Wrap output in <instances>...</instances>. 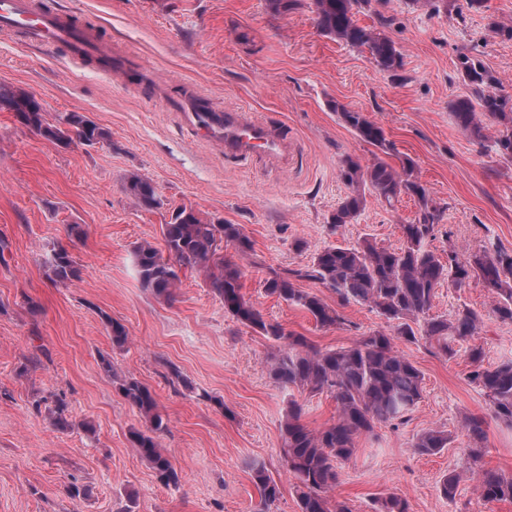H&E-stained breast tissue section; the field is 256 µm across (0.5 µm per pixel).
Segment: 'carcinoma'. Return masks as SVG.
I'll return each instance as SVG.
<instances>
[{"instance_id": "1", "label": "carcinoma", "mask_w": 512, "mask_h": 512, "mask_svg": "<svg viewBox=\"0 0 512 512\" xmlns=\"http://www.w3.org/2000/svg\"><path fill=\"white\" fill-rule=\"evenodd\" d=\"M372 0H312L319 32L359 51H366L376 66L393 73L404 65L403 54L389 37L358 24L356 15L371 7ZM459 68L479 89L477 101L459 98L452 106L454 121L476 138L483 137V120L502 126L496 144L501 155L512 158V97L496 92L499 79L479 60L460 54ZM0 104L9 106L18 121L34 134L67 148L74 143L94 146L110 141L108 131L87 115L69 112L53 120L28 91L0 83ZM331 108L339 119L363 142L382 152L391 149L381 126L362 112L340 103ZM339 176L348 195L330 215L334 228L352 223L360 213L366 193H374L390 204L401 195L417 198L420 205L416 222L401 225L403 243L397 249L377 246L368 239L356 246L332 245L318 252L311 265L292 273L298 279L314 280L331 289L340 302L351 301L375 310L393 328V333L375 331L352 346L322 350L282 324L267 320L243 293L242 270L224 246L247 256L252 250L249 237L238 224H216L202 217L193 207L173 209L164 224V250L149 242L135 246L136 270L143 288L157 297L170 299L178 282L177 268L194 269L204 275L210 288L224 302V311L253 331L282 344L270 356L269 374L285 387H296L312 394L327 393L336 400V422L311 429L301 422L303 405L293 400L282 426V459L294 479L299 512H352L345 501L332 496L338 480V465L355 452V440L374 432L379 424L403 421L422 398L423 377L408 357L397 353L394 338L417 340V332L434 343L440 354L452 357L454 342H467L478 333L481 316L464 308L453 318L429 315L436 289L443 283L464 288L470 280L482 282L494 297L492 311L502 321L512 322V252H475L459 258L453 247L441 256L427 248L425 241L441 219V211L431 206L424 185L415 174V163L406 159L396 168L377 158L364 164L348 155L340 165ZM125 194L139 207L151 210L162 205L151 180L132 173L125 179ZM48 278L66 285L80 278V269L69 245H55L45 261ZM265 292L312 315L323 328L341 324L342 317L318 295L296 287L291 277L278 273L265 280ZM112 345L122 348L128 341L123 324L105 316ZM470 383L479 388L488 402L490 416L512 426V360L493 368L483 367V350L468 352ZM123 398L145 419L144 429L130 431L133 448L166 486L179 483V474L162 451L158 436L167 423L158 412L151 388L135 378L113 377ZM64 396L55 397L48 408L49 421L57 429L72 426L66 416ZM485 419L469 416L463 421L471 445V472L476 475V490L487 503L512 501V476L480 464L483 456ZM448 433L427 429L417 435L413 448L421 455H432L448 447ZM252 477L259 489L263 512L279 499V484L265 466L254 463ZM378 512H409L408 502L395 493L387 494Z\"/></svg>"}]
</instances>
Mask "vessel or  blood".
I'll list each match as a JSON object with an SVG mask.
<instances>
[{
  "label": "vessel or blood",
  "mask_w": 512,
  "mask_h": 512,
  "mask_svg": "<svg viewBox=\"0 0 512 512\" xmlns=\"http://www.w3.org/2000/svg\"><path fill=\"white\" fill-rule=\"evenodd\" d=\"M0 27L17 32L33 43L65 48L77 62L91 56L107 63L112 60L111 52L96 41L88 28L56 13L33 10L27 0H0ZM178 106L190 114L206 139L223 147L225 154L276 155L287 150L280 135L246 112L206 107L193 92L182 98Z\"/></svg>",
  "instance_id": "1"
}]
</instances>
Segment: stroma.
Returning a JSON list of instances; mask_svg holds the SVG:
<instances>
[{
	"label": "stroma",
	"mask_w": 512,
	"mask_h": 512,
	"mask_svg": "<svg viewBox=\"0 0 512 512\" xmlns=\"http://www.w3.org/2000/svg\"><path fill=\"white\" fill-rule=\"evenodd\" d=\"M44 10L75 13L122 56L114 76L90 62H71L61 49L28 43L0 29V82L29 91L50 115L81 112L112 134L111 144L61 148L0 112V512H255L260 494L250 471L265 463L280 485L271 512H298L293 480L282 465L281 425L289 401L304 404L312 429L333 423L335 400L275 384L267 356L277 345L233 319L202 275L182 269L173 300L155 297L138 279L133 249L163 247V226L187 205L227 224L252 242L240 259L243 291L268 320L321 349L351 345L388 330L370 307L340 303L322 284L303 279L342 317L324 329L299 307L268 296L271 273L310 264L332 245L368 239L384 248L402 243L401 227L419 206L403 195L394 204L367 194L353 223L332 229L330 214L348 193L339 177L348 155L382 156L392 166L411 158L443 218L427 239L460 258L483 250L512 252V159L498 152L499 126L487 122L476 139L456 126L451 103L475 94L458 66L475 56L512 96V0H487L480 11L448 0L428 13L412 0H373L360 25L391 38L404 54L399 75L379 70L368 53L321 35L310 0L283 15L265 0H35ZM196 91L205 105L244 109L287 141V160L237 158L202 137L177 103ZM366 114L392 148L378 154L332 111L333 103ZM149 176L162 199L136 207L123 190L126 174ZM81 267L78 280L53 285L44 260L68 241ZM480 281L438 288L431 316L452 318L469 308L483 316L470 344L455 357L429 342L395 339L394 348L423 374V395L405 421L381 424L357 438L339 467L334 494L353 512H374L378 497H405L411 512H512V502L485 503L468 478L466 415L485 417V467L512 475V427L487 416L482 392L467 373L468 345L482 348L484 366L512 359V322L491 316ZM122 323L129 342L113 348L102 321ZM111 355L120 374L155 393L168 429L159 437L180 477L164 486L129 442L142 427L138 411L99 365ZM209 400H201V393ZM65 394L73 429L51 426L35 400ZM92 432H85L83 423ZM428 428L446 430L447 448L421 455L412 444ZM462 473L454 499L441 477ZM86 488L81 498L70 484Z\"/></svg>",
	"instance_id": "1"
}]
</instances>
